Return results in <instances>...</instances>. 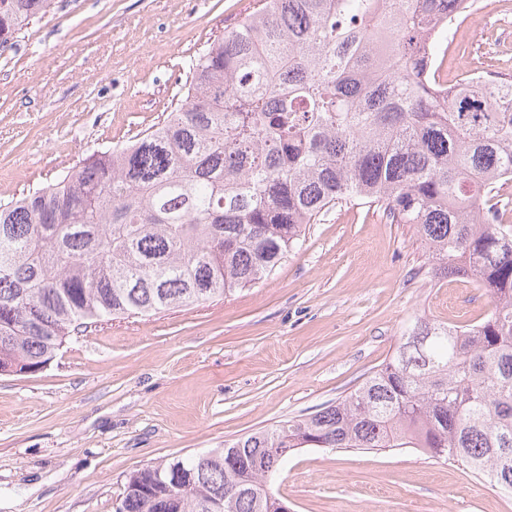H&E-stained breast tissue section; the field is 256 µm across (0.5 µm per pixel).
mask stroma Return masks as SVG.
<instances>
[{
	"label": "stroma",
	"mask_w": 512,
	"mask_h": 512,
	"mask_svg": "<svg viewBox=\"0 0 512 512\" xmlns=\"http://www.w3.org/2000/svg\"><path fill=\"white\" fill-rule=\"evenodd\" d=\"M437 47L448 82L512 76V0ZM258 0H52L0 52V204L161 122L192 64ZM413 225L338 206L274 273L207 303L119 317L44 368L0 376V512H115L143 467L223 447L352 392L415 319L493 308L437 279ZM291 512H512L457 462L406 448H303L276 482Z\"/></svg>",
	"instance_id": "1"
}]
</instances>
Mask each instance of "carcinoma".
<instances>
[{
	"label": "carcinoma",
	"mask_w": 512,
	"mask_h": 512,
	"mask_svg": "<svg viewBox=\"0 0 512 512\" xmlns=\"http://www.w3.org/2000/svg\"><path fill=\"white\" fill-rule=\"evenodd\" d=\"M209 44L182 103L133 143L0 207V369L71 332L206 303L268 277L337 205L412 224L433 277L493 310L415 319L334 405L205 454L181 512H278L256 460L280 448H415L512 494V80L436 84L459 0H259ZM50 0H0V50ZM132 472L120 512H165Z\"/></svg>",
	"instance_id": "carcinoma-1"
}]
</instances>
